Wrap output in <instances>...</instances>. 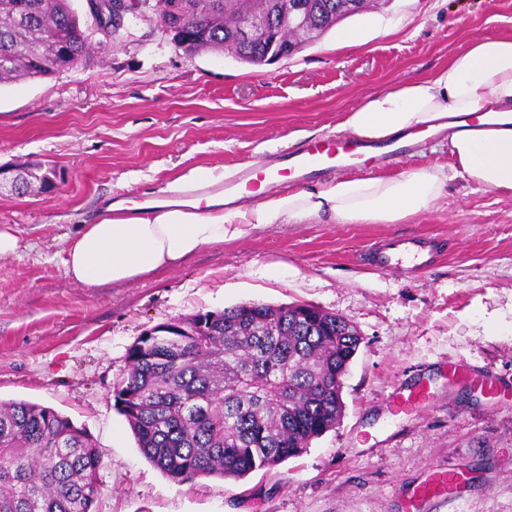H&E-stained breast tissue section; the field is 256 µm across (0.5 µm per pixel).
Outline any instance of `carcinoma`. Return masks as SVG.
<instances>
[{
	"mask_svg": "<svg viewBox=\"0 0 512 512\" xmlns=\"http://www.w3.org/2000/svg\"><path fill=\"white\" fill-rule=\"evenodd\" d=\"M309 22L330 28L326 2ZM190 52L258 60L237 37L238 0H137ZM275 33L304 43L284 16ZM88 36L70 0H0V83L46 78L77 65ZM361 344L356 326L308 304L242 303L161 323L128 350L112 390L144 457L175 483L243 479L301 456L343 411L337 378ZM102 457L83 428L56 410L0 401V512H93Z\"/></svg>",
	"mask_w": 512,
	"mask_h": 512,
	"instance_id": "1",
	"label": "carcinoma"
}]
</instances>
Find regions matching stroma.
Returning <instances> with one entry per match:
<instances>
[{"label": "stroma", "mask_w": 512, "mask_h": 512, "mask_svg": "<svg viewBox=\"0 0 512 512\" xmlns=\"http://www.w3.org/2000/svg\"><path fill=\"white\" fill-rule=\"evenodd\" d=\"M72 6L87 60L0 84V168H51L63 184L0 189V230L17 240L0 255V400L51 407L88 432L102 454L95 512H512V191L458 178L404 224H276L120 285L84 287L64 264L107 202L135 205L195 168L262 167L296 131L336 135L368 96L474 38L512 35V0H388L261 66L185 52L139 18L105 43L85 0ZM348 29L361 43L337 46ZM451 162L433 136L366 170ZM417 235L435 244L425 270L380 272L363 256ZM247 302L309 304L358 328L341 421L242 480L172 482L114 407L128 350L161 323ZM443 472L440 494L417 498Z\"/></svg>", "instance_id": "35a3bbf8"}]
</instances>
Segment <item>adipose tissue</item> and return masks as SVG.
I'll return each instance as SVG.
<instances>
[{
    "mask_svg": "<svg viewBox=\"0 0 512 512\" xmlns=\"http://www.w3.org/2000/svg\"><path fill=\"white\" fill-rule=\"evenodd\" d=\"M340 129L374 143L416 144L444 132L452 163L390 176L336 171L298 190L245 189L234 205L220 195L179 198L184 186L219 182L199 168L139 210L117 200L83 224L67 251L68 275L88 288L132 281L270 224H401L434 207L459 177L512 190V36L473 40L431 75L391 84L348 110Z\"/></svg>",
    "mask_w": 512,
    "mask_h": 512,
    "instance_id": "obj_1",
    "label": "adipose tissue"
}]
</instances>
